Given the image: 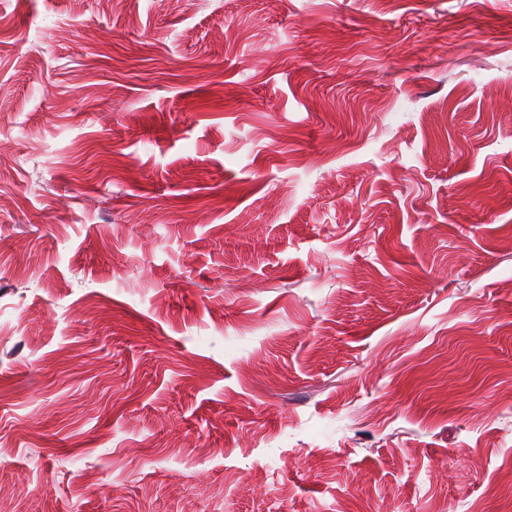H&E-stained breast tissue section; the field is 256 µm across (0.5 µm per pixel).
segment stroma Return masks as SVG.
I'll return each instance as SVG.
<instances>
[{
	"instance_id": "obj_1",
	"label": "stroma",
	"mask_w": 512,
	"mask_h": 512,
	"mask_svg": "<svg viewBox=\"0 0 512 512\" xmlns=\"http://www.w3.org/2000/svg\"><path fill=\"white\" fill-rule=\"evenodd\" d=\"M0 37V512H512V0Z\"/></svg>"
}]
</instances>
